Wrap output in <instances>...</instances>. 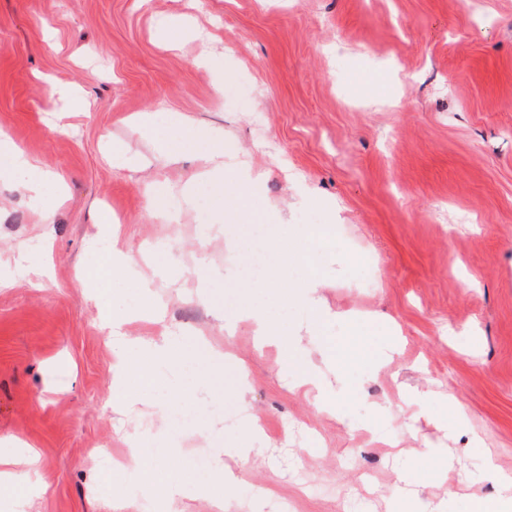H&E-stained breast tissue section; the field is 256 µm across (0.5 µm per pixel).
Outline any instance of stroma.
<instances>
[{
  "label": "stroma",
  "mask_w": 512,
  "mask_h": 512,
  "mask_svg": "<svg viewBox=\"0 0 512 512\" xmlns=\"http://www.w3.org/2000/svg\"><path fill=\"white\" fill-rule=\"evenodd\" d=\"M164 17L181 32L162 37ZM56 84L87 109L51 99ZM144 113L153 135L135 124ZM176 113L266 173L259 198L238 201L237 251L203 201H184L195 156L157 152L181 134ZM0 135L38 161L45 196L64 197L49 212L0 180V439L41 456L39 496L1 494L0 512L161 510L142 472L96 457L127 456L135 432L143 463L193 477L178 512H215L209 475L189 460H214L243 423L195 353L157 364L133 412L112 411L100 315L139 298L124 278L104 292L90 276L114 245L90 241L105 215L134 258L173 259L154 283L167 322L245 369L265 453L239 473L235 512H344L363 490L367 512H390L405 480L408 512H470L472 495L497 493L486 459L512 476V0H0ZM160 183L180 223L150 215ZM275 209L303 233L338 229L282 277L274 305L304 324L287 296L321 276L336 314L332 417L288 383L277 345L225 329L196 300L203 289L229 306L232 278L265 296L260 241ZM22 251L38 272L16 281Z\"/></svg>",
  "instance_id": "obj_1"
}]
</instances>
